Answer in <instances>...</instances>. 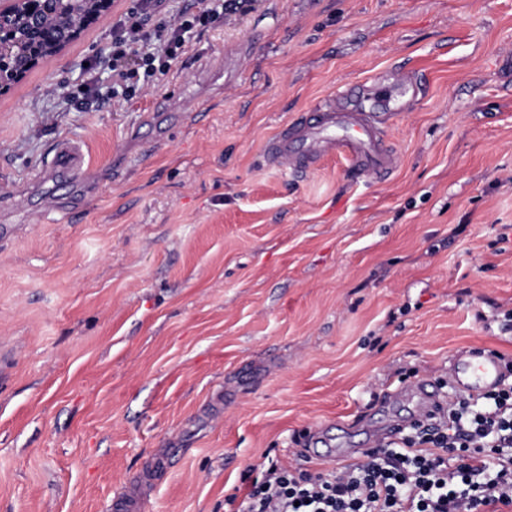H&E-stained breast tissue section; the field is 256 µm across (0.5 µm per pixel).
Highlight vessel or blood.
<instances>
[{
  "instance_id": "obj_1",
  "label": "vessel or blood",
  "mask_w": 512,
  "mask_h": 512,
  "mask_svg": "<svg viewBox=\"0 0 512 512\" xmlns=\"http://www.w3.org/2000/svg\"><path fill=\"white\" fill-rule=\"evenodd\" d=\"M340 154L349 159L359 176L384 177L396 167L397 158L380 136L370 116L340 108L315 109L285 125L266 147L270 164L307 171L326 155ZM85 167L80 145L60 139L54 147L52 170L78 174ZM501 366L489 354L473 353L467 361L465 389L485 393L500 382Z\"/></svg>"
}]
</instances>
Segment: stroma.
Instances as JSON below:
<instances>
[{
	"label": "stroma",
	"mask_w": 512,
	"mask_h": 512,
	"mask_svg": "<svg viewBox=\"0 0 512 512\" xmlns=\"http://www.w3.org/2000/svg\"><path fill=\"white\" fill-rule=\"evenodd\" d=\"M139 7L0 94V512H235L268 459L361 461L414 421L412 384L462 398L459 353L511 383L512 0H257L77 110ZM401 64L392 174L268 163ZM62 137L79 178L43 171Z\"/></svg>",
	"instance_id": "35a3bbf8"
}]
</instances>
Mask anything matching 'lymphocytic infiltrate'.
<instances>
[{
	"instance_id": "f902f5d3",
	"label": "lymphocytic infiltrate",
	"mask_w": 512,
	"mask_h": 512,
	"mask_svg": "<svg viewBox=\"0 0 512 512\" xmlns=\"http://www.w3.org/2000/svg\"><path fill=\"white\" fill-rule=\"evenodd\" d=\"M162 3L141 0L140 10L113 24L106 60L112 84L103 95L88 82L69 96L76 108L117 98L140 76H152L154 61L177 59L197 25L224 13V0H196V12L152 23ZM404 445L376 449L329 479L268 461L245 495L246 512H512V387L486 393L478 409L466 400L449 404ZM448 452L456 466L445 461Z\"/></svg>"
}]
</instances>
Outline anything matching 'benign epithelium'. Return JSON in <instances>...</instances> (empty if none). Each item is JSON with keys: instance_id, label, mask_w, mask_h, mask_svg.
Here are the masks:
<instances>
[{"instance_id": "1", "label": "benign epithelium", "mask_w": 512, "mask_h": 512, "mask_svg": "<svg viewBox=\"0 0 512 512\" xmlns=\"http://www.w3.org/2000/svg\"><path fill=\"white\" fill-rule=\"evenodd\" d=\"M112 7V0H0V33L14 38H0V57H15L18 68L5 81L22 80L32 68L55 59L69 43Z\"/></svg>"}]
</instances>
